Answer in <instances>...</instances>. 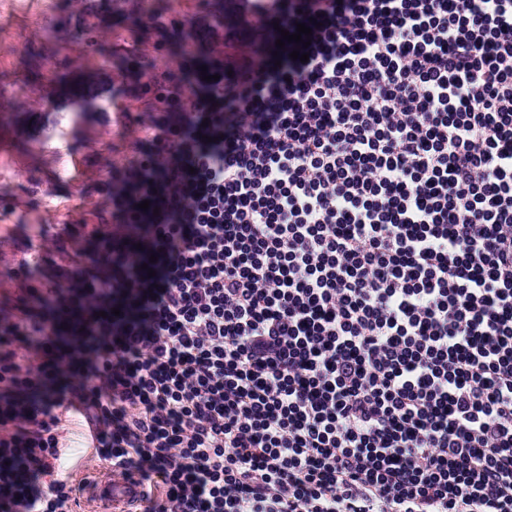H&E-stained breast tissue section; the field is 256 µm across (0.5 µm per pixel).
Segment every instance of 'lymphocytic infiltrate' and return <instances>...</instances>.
<instances>
[{
  "label": "lymphocytic infiltrate",
  "mask_w": 512,
  "mask_h": 512,
  "mask_svg": "<svg viewBox=\"0 0 512 512\" xmlns=\"http://www.w3.org/2000/svg\"><path fill=\"white\" fill-rule=\"evenodd\" d=\"M247 8L308 62L163 16L208 80L132 78L109 217L21 234L0 512H74V414L140 512H512V0Z\"/></svg>",
  "instance_id": "1"
}]
</instances>
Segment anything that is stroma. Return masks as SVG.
<instances>
[{"label":"stroma","mask_w":512,"mask_h":512,"mask_svg":"<svg viewBox=\"0 0 512 512\" xmlns=\"http://www.w3.org/2000/svg\"><path fill=\"white\" fill-rule=\"evenodd\" d=\"M79 25L68 0H0V95L16 102L12 111L0 112V304L5 306L16 295L6 273L22 258L11 238L15 226L41 223L48 211L61 220L76 207L106 206L98 181L123 167L146 136L139 124H75L69 113L50 111L49 99L67 95L74 77L89 85L108 81L116 91L132 73L149 80L157 59L168 60L176 81H191L181 33L139 32L143 55L133 65L104 55L117 39L129 37L133 21L115 11L103 14L89 40L76 39Z\"/></svg>","instance_id":"1"}]
</instances>
